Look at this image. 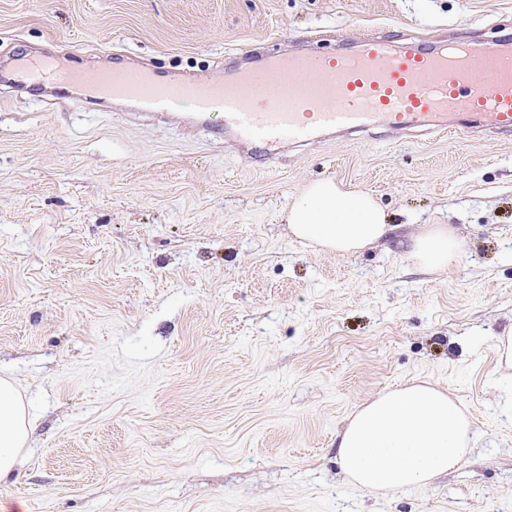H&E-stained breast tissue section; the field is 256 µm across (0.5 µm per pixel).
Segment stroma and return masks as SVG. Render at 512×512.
Masks as SVG:
<instances>
[{
	"mask_svg": "<svg viewBox=\"0 0 512 512\" xmlns=\"http://www.w3.org/2000/svg\"><path fill=\"white\" fill-rule=\"evenodd\" d=\"M512 36V0H0V64L137 59L223 79L236 53L318 56ZM224 117L0 84V377L34 416L11 512H512V136L382 127L286 146L225 141ZM372 192L391 231L353 255L299 243L304 187ZM448 224L454 265L408 252ZM468 408L473 450L433 486H351L348 415L412 380Z\"/></svg>",
	"mask_w": 512,
	"mask_h": 512,
	"instance_id": "stroma-1",
	"label": "stroma"
}]
</instances>
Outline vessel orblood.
<instances>
[{
  "instance_id": "obj_1",
  "label": "vessel or blood",
  "mask_w": 512,
  "mask_h": 512,
  "mask_svg": "<svg viewBox=\"0 0 512 512\" xmlns=\"http://www.w3.org/2000/svg\"><path fill=\"white\" fill-rule=\"evenodd\" d=\"M15 85L67 87L140 103L164 116L190 103L196 119L224 115V133L244 152L274 158L287 143L336 131L388 125L460 133L454 119L474 114L500 134H512V44L474 45L453 38L429 46L393 48L383 37L358 51L327 57L295 54L255 63L243 55L220 82L160 79L134 66L74 71L43 55L20 58Z\"/></svg>"
}]
</instances>
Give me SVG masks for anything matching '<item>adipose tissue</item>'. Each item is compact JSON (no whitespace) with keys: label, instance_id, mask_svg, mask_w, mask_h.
Listing matches in <instances>:
<instances>
[{"label":"adipose tissue","instance_id":"obj_1","mask_svg":"<svg viewBox=\"0 0 512 512\" xmlns=\"http://www.w3.org/2000/svg\"><path fill=\"white\" fill-rule=\"evenodd\" d=\"M292 235L336 255L365 250L391 226L375 197L333 179L309 183L287 213ZM410 253L436 271L459 257L458 237L447 224H426L413 236ZM29 414L13 383L0 378V483L9 480L27 445ZM472 422L448 389L408 383L362 403L337 437L340 467L364 490L389 493L430 487L469 453Z\"/></svg>","mask_w":512,"mask_h":512}]
</instances>
